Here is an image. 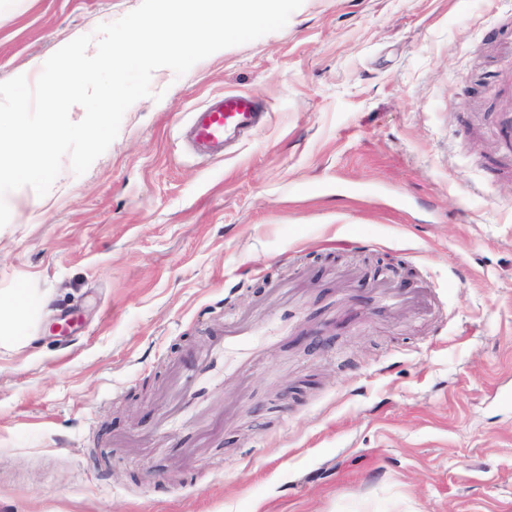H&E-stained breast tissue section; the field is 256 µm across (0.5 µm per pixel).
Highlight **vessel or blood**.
<instances>
[{
	"mask_svg": "<svg viewBox=\"0 0 512 512\" xmlns=\"http://www.w3.org/2000/svg\"><path fill=\"white\" fill-rule=\"evenodd\" d=\"M265 117V112L251 96L227 93L211 99L193 113L186 142L194 154L220 159L229 139L247 131L261 130Z\"/></svg>",
	"mask_w": 512,
	"mask_h": 512,
	"instance_id": "1",
	"label": "vessel or blood"
}]
</instances>
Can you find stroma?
Segmentation results:
<instances>
[{"label":"stroma","instance_id":"1","mask_svg":"<svg viewBox=\"0 0 512 512\" xmlns=\"http://www.w3.org/2000/svg\"><path fill=\"white\" fill-rule=\"evenodd\" d=\"M140 2L0 0V82ZM151 88L6 197L0 290L53 303L0 512H512V0H303ZM228 92L266 125L193 155Z\"/></svg>","mask_w":512,"mask_h":512}]
</instances>
